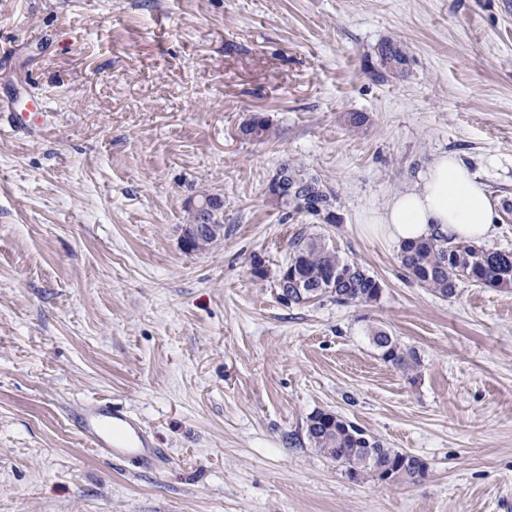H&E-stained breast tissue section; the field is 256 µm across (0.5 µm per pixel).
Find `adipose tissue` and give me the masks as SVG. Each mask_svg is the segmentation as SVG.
Masks as SVG:
<instances>
[{"mask_svg":"<svg viewBox=\"0 0 512 512\" xmlns=\"http://www.w3.org/2000/svg\"><path fill=\"white\" fill-rule=\"evenodd\" d=\"M493 215L485 186L470 165L445 152L417 173L412 188L392 197L377 229L398 249L438 233L478 245L490 236Z\"/></svg>","mask_w":512,"mask_h":512,"instance_id":"1","label":"adipose tissue"}]
</instances>
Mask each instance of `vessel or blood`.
<instances>
[{
  "mask_svg": "<svg viewBox=\"0 0 512 512\" xmlns=\"http://www.w3.org/2000/svg\"><path fill=\"white\" fill-rule=\"evenodd\" d=\"M79 431L95 447L113 456H144L135 430L136 423L127 415L107 404L85 405L74 417Z\"/></svg>",
  "mask_w": 512,
  "mask_h": 512,
  "instance_id": "obj_1",
  "label": "vessel or blood"
}]
</instances>
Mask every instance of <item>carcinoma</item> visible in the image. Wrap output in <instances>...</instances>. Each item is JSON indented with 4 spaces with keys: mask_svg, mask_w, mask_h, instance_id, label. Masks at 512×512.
Here are the masks:
<instances>
[{
    "mask_svg": "<svg viewBox=\"0 0 512 512\" xmlns=\"http://www.w3.org/2000/svg\"><path fill=\"white\" fill-rule=\"evenodd\" d=\"M383 67L394 70L405 62L401 46L386 41L379 46ZM269 129L268 119L253 115L242 127L248 138H260ZM288 176L287 188L272 194L285 209L306 213L326 224L336 223V196L322 181L294 163L280 164ZM201 200L219 209L208 228L210 236L193 247L202 251L224 234V199L205 194ZM398 261L413 281L443 297L454 295L458 282L494 288H512V251L489 250L464 242H451L443 236L406 244ZM288 279L287 305H303L319 295L343 305H368L378 300L380 282L360 264L343 259L320 238L301 233L289 243L288 262L277 272L276 280ZM370 342L381 359L402 373H410L420 364L418 354L384 328L368 329ZM323 413L307 418L306 436L312 447L347 467L350 478L376 476L392 483L417 481L418 469L425 463L415 456L386 447L382 441L341 419L325 423Z\"/></svg>",
    "mask_w": 512,
    "mask_h": 512,
    "instance_id": "obj_1",
    "label": "carcinoma"
}]
</instances>
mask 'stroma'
I'll return each instance as SVG.
<instances>
[{
	"instance_id": "1",
	"label": "stroma",
	"mask_w": 512,
	"mask_h": 512,
	"mask_svg": "<svg viewBox=\"0 0 512 512\" xmlns=\"http://www.w3.org/2000/svg\"><path fill=\"white\" fill-rule=\"evenodd\" d=\"M34 99L43 125L17 127ZM444 152L486 185L484 248L512 249V0H0V512H512V289L443 297L373 228ZM286 159L335 193L336 223L273 200ZM203 193L224 238L189 251ZM302 231L379 299L283 304ZM94 399L139 421L155 467L82 436ZM319 411L424 476L350 479L307 440ZM200 201H205L210 204V206H215L216 209H222L218 215L212 219V221L208 224H212L211 227H206L208 232L210 233L209 237H204V239L199 244H195V246L190 251H202L209 246L216 244L215 236L224 237V199L218 195L205 194L201 196ZM368 336L370 342L379 350L381 359L394 369L410 373L420 364L414 348L402 344L381 326H371Z\"/></svg>"
}]
</instances>
